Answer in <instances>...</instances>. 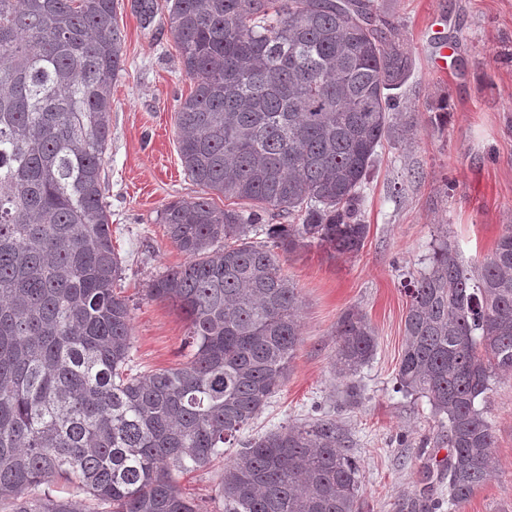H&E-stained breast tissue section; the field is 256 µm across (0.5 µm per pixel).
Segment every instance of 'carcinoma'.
<instances>
[{"instance_id": "cac0c4a2", "label": "carcinoma", "mask_w": 512, "mask_h": 512, "mask_svg": "<svg viewBox=\"0 0 512 512\" xmlns=\"http://www.w3.org/2000/svg\"><path fill=\"white\" fill-rule=\"evenodd\" d=\"M169 25L194 89L177 105L179 152L204 195L161 220L187 261L148 289L189 322V360L133 374L125 268L101 171L117 0H0V507L5 512H200L175 476L224 465V512H362V470L323 417L242 441L301 344L299 295L280 254L364 246V184L387 142L412 60L374 0H173ZM256 210L216 208L207 194ZM295 220L252 240L262 213ZM399 390L425 397L448 455L401 512L461 504L494 469L491 377L512 370V228L477 269L448 236L407 284ZM336 364L373 357L357 311ZM62 482L73 497L52 491Z\"/></svg>"}]
</instances>
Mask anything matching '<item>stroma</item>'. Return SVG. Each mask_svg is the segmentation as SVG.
<instances>
[{"instance_id": "35a3bbf8", "label": "stroma", "mask_w": 512, "mask_h": 512, "mask_svg": "<svg viewBox=\"0 0 512 512\" xmlns=\"http://www.w3.org/2000/svg\"><path fill=\"white\" fill-rule=\"evenodd\" d=\"M137 0H118L125 69L112 84L111 139L102 178L112 213V245L126 264L120 289L132 309L131 364L152 372L180 366L187 321L148 289L186 257L161 221L164 205L191 200L202 188L184 171L175 109L193 89L168 25L167 0L143 19ZM395 27L413 73L401 110L411 126L400 147H384L365 189L369 233L356 255L311 245L282 257L284 275L301 301L302 343L288 376L257 420L252 438L314 418L334 419L360 462L365 512H399L408 498L434 485L440 458L438 420L427 398L397 390L409 306L405 287L428 264L438 230L448 232L466 264L491 254L512 226V0H376ZM446 15L444 33L457 51L448 75L431 67L429 23ZM447 105L448 120L435 114ZM362 313L377 336L373 358L356 374L335 365L336 324ZM358 395L349 398L347 390ZM486 416L495 431L496 470L452 512H512V372L490 381ZM222 466L181 475L178 488L203 512H223Z\"/></svg>"}]
</instances>
